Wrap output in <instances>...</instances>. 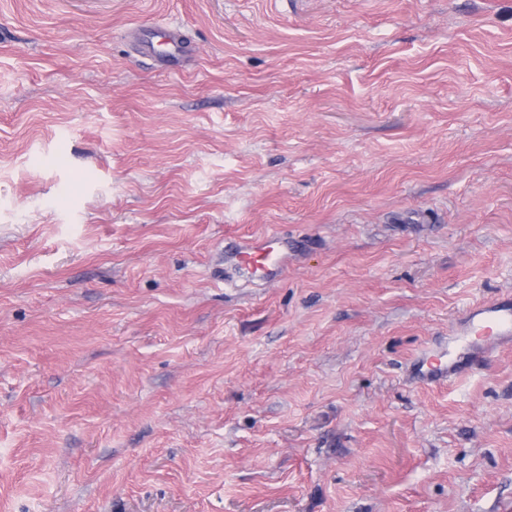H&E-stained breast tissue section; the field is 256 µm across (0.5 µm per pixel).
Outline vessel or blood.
Listing matches in <instances>:
<instances>
[{
  "mask_svg": "<svg viewBox=\"0 0 512 512\" xmlns=\"http://www.w3.org/2000/svg\"><path fill=\"white\" fill-rule=\"evenodd\" d=\"M245 272L261 271L264 280H277L288 265V243L271 231L239 243L228 254ZM512 339V305L483 302L469 310L468 329L457 339L455 356L447 361L422 362L421 380L437 382L461 374L466 366L492 351L499 343Z\"/></svg>",
  "mask_w": 512,
  "mask_h": 512,
  "instance_id": "b4317fda",
  "label": "vessel or blood"
}]
</instances>
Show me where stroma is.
Masks as SVG:
<instances>
[{"mask_svg":"<svg viewBox=\"0 0 512 512\" xmlns=\"http://www.w3.org/2000/svg\"><path fill=\"white\" fill-rule=\"evenodd\" d=\"M510 294L512 0H0V512H512ZM271 243H278L280 248L275 250L270 246ZM227 258L235 261L245 272L261 270L264 280L276 281L288 266V241L271 231L239 243L227 254ZM469 336L487 338L484 343L474 344ZM512 338V307L507 303L483 302L469 310L468 329L454 339L458 344L455 356L449 360L437 358V362L423 360L419 367L420 379L428 382L447 380L461 374L470 361L474 362L490 354L499 343Z\"/></svg>","mask_w":512,"mask_h":512,"instance_id":"35a3bbf8","label":"stroma"}]
</instances>
